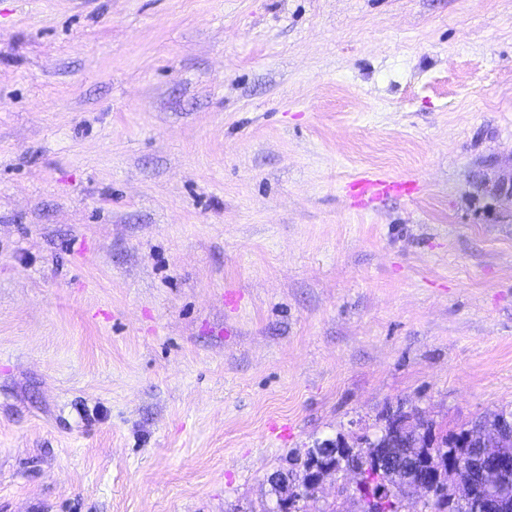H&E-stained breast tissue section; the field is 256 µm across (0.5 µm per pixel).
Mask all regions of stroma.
I'll return each instance as SVG.
<instances>
[{
  "label": "stroma",
  "mask_w": 512,
  "mask_h": 512,
  "mask_svg": "<svg viewBox=\"0 0 512 512\" xmlns=\"http://www.w3.org/2000/svg\"><path fill=\"white\" fill-rule=\"evenodd\" d=\"M510 176L512 0H0V512L512 406ZM356 196L377 201L392 195H411L415 184L408 181L394 180L379 176H370L360 179L353 186Z\"/></svg>",
  "instance_id": "1"
}]
</instances>
